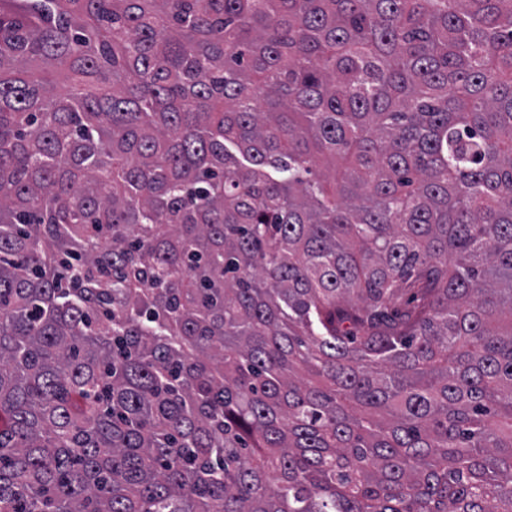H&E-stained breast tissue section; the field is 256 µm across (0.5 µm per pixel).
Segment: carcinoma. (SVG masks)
I'll return each instance as SVG.
<instances>
[{"mask_svg":"<svg viewBox=\"0 0 512 512\" xmlns=\"http://www.w3.org/2000/svg\"><path fill=\"white\" fill-rule=\"evenodd\" d=\"M0 512H512V0H0Z\"/></svg>","mask_w":512,"mask_h":512,"instance_id":"obj_1","label":"carcinoma"}]
</instances>
